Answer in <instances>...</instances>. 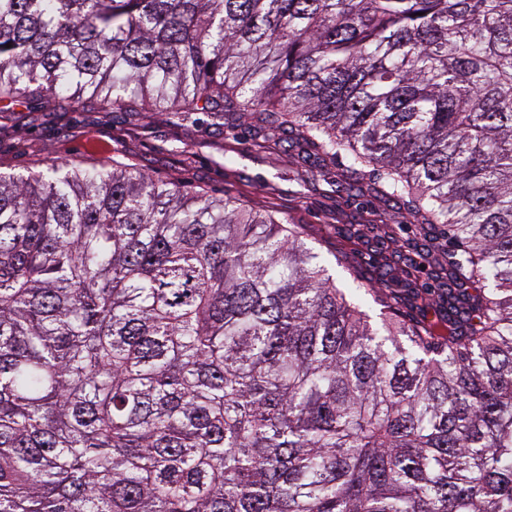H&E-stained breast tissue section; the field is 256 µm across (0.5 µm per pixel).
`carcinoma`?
Masks as SVG:
<instances>
[{"label":"carcinoma","mask_w":512,"mask_h":512,"mask_svg":"<svg viewBox=\"0 0 512 512\" xmlns=\"http://www.w3.org/2000/svg\"><path fill=\"white\" fill-rule=\"evenodd\" d=\"M11 47H6V44ZM233 129L440 231L336 287L133 168L0 172V512H512V0H0V102Z\"/></svg>","instance_id":"1"}]
</instances>
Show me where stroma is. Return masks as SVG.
I'll return each instance as SVG.
<instances>
[{"label":"stroma","instance_id":"obj_1","mask_svg":"<svg viewBox=\"0 0 512 512\" xmlns=\"http://www.w3.org/2000/svg\"><path fill=\"white\" fill-rule=\"evenodd\" d=\"M249 120L235 130L180 124L167 112L135 120L122 112L80 109L58 112L54 102L36 98L14 105L0 119V170L25 174L55 160L81 167L101 164L140 169L174 182L191 195H228L248 209L299 225L305 242L319 252L340 288L352 287L351 272L386 282L401 267L376 263L382 244L359 238L361 224L381 212L397 214L398 202L331 189L335 166L324 167L315 183L296 179V158L287 148L257 150ZM345 257L338 266L337 257Z\"/></svg>","mask_w":512,"mask_h":512}]
</instances>
